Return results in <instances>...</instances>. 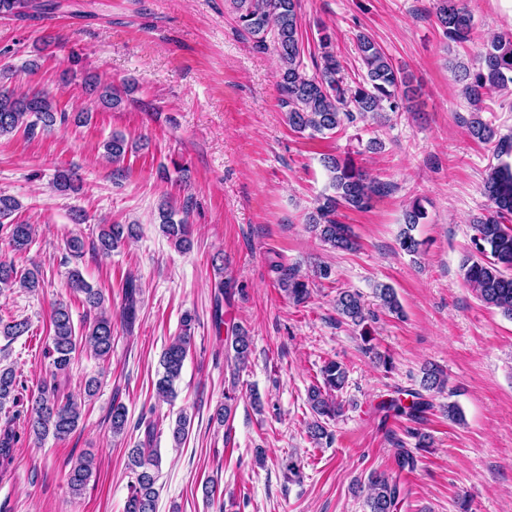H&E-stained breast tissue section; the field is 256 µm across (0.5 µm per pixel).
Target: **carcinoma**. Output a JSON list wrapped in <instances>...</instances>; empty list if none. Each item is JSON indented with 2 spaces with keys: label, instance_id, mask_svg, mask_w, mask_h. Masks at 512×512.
<instances>
[{
  "label": "carcinoma",
  "instance_id": "1",
  "mask_svg": "<svg viewBox=\"0 0 512 512\" xmlns=\"http://www.w3.org/2000/svg\"><path fill=\"white\" fill-rule=\"evenodd\" d=\"M241 28L255 38L257 47L264 49L272 45L278 57L279 82L278 106L284 113L288 127L297 133L317 135L334 133L348 124L369 115L383 112H406L412 89L408 77L396 67L383 49L369 36L357 38V49L365 73L361 79L349 85L343 74L344 66L332 47L331 36L323 33L319 37V60L315 61V72L310 74L303 64L305 48L299 15V0H230ZM30 5V0H0V15H21ZM435 16L442 35L452 42L470 40L474 30V17L461 0H436ZM455 77L462 83V92L471 105L464 124L469 135L480 142H495L494 152L498 156L512 155V138L495 140V132L482 119L481 103L495 90L512 84V39L493 38L486 41L476 63L472 66L459 63L455 66ZM85 89L89 96L112 109L129 101L131 87L116 89L112 85L88 77ZM84 124L88 114L78 112L69 116L64 109L43 91L17 95L9 88L0 86V137L22 129L29 133L36 126L50 132L57 125L69 121ZM136 144L123 135L114 133L103 144V156L112 163L113 174L122 176L128 171L127 156L133 153ZM322 163L328 172L332 193L324 194L308 217L311 231L319 240L334 249L351 251L356 240L350 225L338 220V211L347 208L365 211L371 208L374 198L385 194L388 184L370 177L349 156L325 154ZM484 194L487 207L471 218L474 235L472 253L465 256L461 269L464 279L477 296L488 306L498 309L512 319V165H491L484 178ZM178 209L173 203L163 200L159 205L161 231L180 252L191 248V232L184 218L175 219ZM425 218L420 203L410 205L404 213V227L397 238L398 248L409 254H419L420 243L412 231ZM7 247L22 252L33 241L34 226L26 223L9 224L5 229ZM136 234L133 224H108L100 228L93 248L104 253L112 251L120 243ZM278 273V285L297 304H303L310 295L308 278L293 268H286L272 261ZM69 287L84 294L85 303L99 310L84 333L77 334L69 308L59 302L51 311L52 334L43 349L49 360L51 382H43L37 392L27 396L25 382L11 367L0 368V408L11 404L16 408L15 417L5 421L0 429V464L10 465L13 449L29 437L40 443L48 436L64 440L78 427L81 419L82 401L63 396L57 377L69 372L79 344L89 349L99 360H107L112 354V316L104 310L105 297L101 290L93 288L79 270L68 272ZM40 286L39 272L18 271L15 266L0 261V293L13 288L33 291ZM214 288L216 305L213 320L216 329L224 327L221 300L231 295L230 284L219 280ZM141 288L137 279L128 274L123 284V322L126 330L134 327L139 312ZM375 293L381 306L396 316L403 314L402 306L394 288L379 284ZM336 314L339 320L359 326L366 320L364 304L358 294L344 290L336 297ZM194 317L187 313L182 318L180 335L164 350L160 365L162 374L155 383L156 398L169 401L175 397L174 384L179 379L190 349ZM226 328V327H224ZM29 332L26 319L0 322V335L10 340ZM225 342L233 351L230 359L239 370L249 361L251 337L240 325L226 328ZM322 384L312 386L307 402L313 419L307 424L308 432L315 442L329 437L327 424L336 419L342 407L337 400L347 378L346 368L337 361H328L320 369ZM446 385L443 373L436 367L423 369L421 389L440 392ZM410 404L401 400L390 402L389 408L408 415L413 421L423 419L431 403L423 394L411 392ZM235 393L225 391L224 405L214 413L213 419L221 426L230 420L234 411ZM153 410L141 414L137 427L144 428V438L129 451V469L134 480L129 485V495L124 512H156L158 490L156 482L161 467V454L155 448L157 423L151 419ZM110 428L115 436L126 432L128 409L121 402H112L109 414ZM190 418L180 414L171 428V438L181 446L188 436ZM93 475V459L87 455L77 457L68 472V485L76 495L81 494ZM400 488L397 480L384 474H371L367 506L369 512H396Z\"/></svg>",
  "mask_w": 512,
  "mask_h": 512
}]
</instances>
